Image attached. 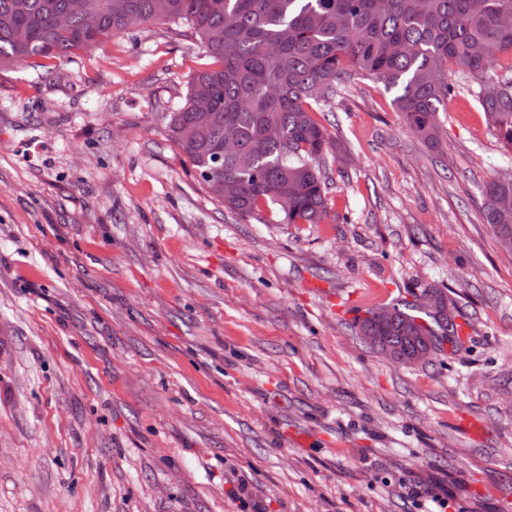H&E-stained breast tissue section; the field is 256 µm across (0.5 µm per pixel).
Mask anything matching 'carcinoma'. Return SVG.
<instances>
[{
	"label": "carcinoma",
	"mask_w": 512,
	"mask_h": 512,
	"mask_svg": "<svg viewBox=\"0 0 512 512\" xmlns=\"http://www.w3.org/2000/svg\"><path fill=\"white\" fill-rule=\"evenodd\" d=\"M512 0H0V70L44 58L65 59L154 21L184 29L208 63L190 78L184 103L167 115L166 135L201 186L224 183L221 203L262 224H319L327 216L325 155L335 140L318 115L357 78L395 91L404 126L440 146V107L456 65L477 85L478 104L502 145L512 150ZM66 28L57 27V17ZM28 30V38L16 29ZM234 130L242 165L224 152ZM483 223L499 243L512 241V178L482 185ZM271 218H266V214ZM354 319L360 336H386L411 355L459 335L410 293Z\"/></svg>",
	"instance_id": "1"
}]
</instances>
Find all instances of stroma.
<instances>
[{"mask_svg":"<svg viewBox=\"0 0 512 512\" xmlns=\"http://www.w3.org/2000/svg\"><path fill=\"white\" fill-rule=\"evenodd\" d=\"M202 59L148 23L0 73V512H512V174L459 67L439 149L357 79L328 215L240 219L165 135ZM450 284L460 346L391 361L352 322ZM481 193L483 223L506 248L504 242H512V178H491L482 185Z\"/></svg>","mask_w":512,"mask_h":512,"instance_id":"obj_1","label":"stroma"}]
</instances>
